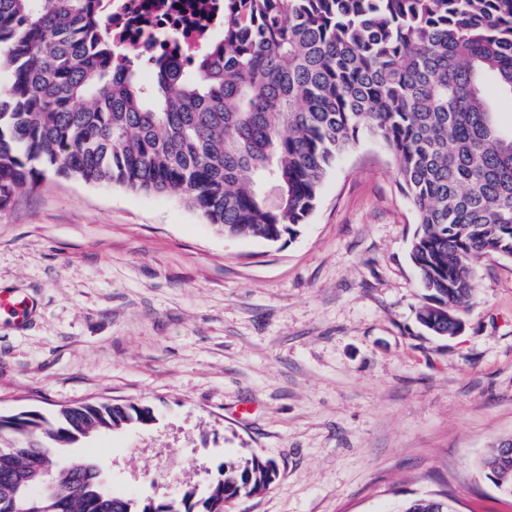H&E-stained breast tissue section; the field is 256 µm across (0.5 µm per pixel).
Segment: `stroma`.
Returning a JSON list of instances; mask_svg holds the SVG:
<instances>
[{
    "mask_svg": "<svg viewBox=\"0 0 512 512\" xmlns=\"http://www.w3.org/2000/svg\"><path fill=\"white\" fill-rule=\"evenodd\" d=\"M418 227L375 137L326 177L294 237L228 238L180 200L46 173L0 212V415L109 402L145 428L75 455L112 489L206 487L227 462L274 461L234 512H397L445 493L459 512H512L482 460L512 436V257L475 266L454 337L417 320ZM31 300L23 295L4 293L0 290V313L12 315L19 323L27 320L32 311Z\"/></svg>",
    "mask_w": 512,
    "mask_h": 512,
    "instance_id": "obj_1",
    "label": "stroma"
}]
</instances>
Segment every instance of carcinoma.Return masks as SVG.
Here are the masks:
<instances>
[{"instance_id": "1", "label": "carcinoma", "mask_w": 512, "mask_h": 512, "mask_svg": "<svg viewBox=\"0 0 512 512\" xmlns=\"http://www.w3.org/2000/svg\"><path fill=\"white\" fill-rule=\"evenodd\" d=\"M110 0H0V212L47 172L169 194L231 237L277 242L316 208L336 160L366 132L393 155L419 219L410 258L419 322L458 334L472 269L512 256V0H224V24L185 64L157 55L154 81L117 61ZM144 405L85 404L52 419L0 415V512H211L272 482L268 462L226 463L204 494L133 498L103 459L61 451L153 423ZM508 474L512 447L484 458ZM398 512H456L450 498Z\"/></svg>"}]
</instances>
